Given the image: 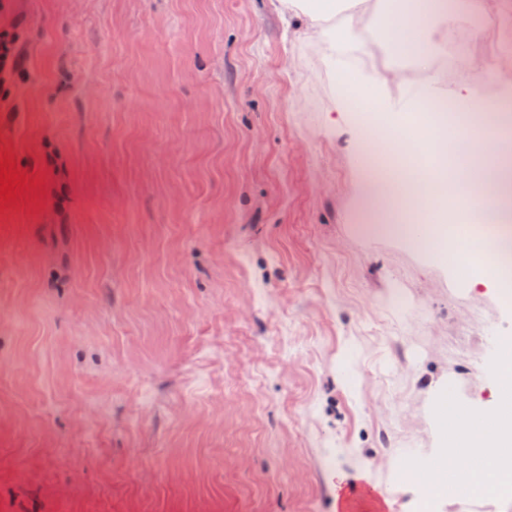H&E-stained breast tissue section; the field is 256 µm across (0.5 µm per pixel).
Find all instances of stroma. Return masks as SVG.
<instances>
[{"instance_id":"35a3bbf8","label":"stroma","mask_w":512,"mask_h":512,"mask_svg":"<svg viewBox=\"0 0 512 512\" xmlns=\"http://www.w3.org/2000/svg\"><path fill=\"white\" fill-rule=\"evenodd\" d=\"M0 512H409L430 387L489 402L499 289L357 222L333 72L272 0H0ZM372 481L345 506L324 465ZM22 23L19 20L11 30L0 31V83L4 86L13 83L27 71L19 32Z\"/></svg>"}]
</instances>
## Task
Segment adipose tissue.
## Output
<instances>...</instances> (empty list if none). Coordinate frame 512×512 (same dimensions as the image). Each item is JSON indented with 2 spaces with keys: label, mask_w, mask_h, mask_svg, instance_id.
<instances>
[{
  "label": "adipose tissue",
  "mask_w": 512,
  "mask_h": 512,
  "mask_svg": "<svg viewBox=\"0 0 512 512\" xmlns=\"http://www.w3.org/2000/svg\"><path fill=\"white\" fill-rule=\"evenodd\" d=\"M276 6L286 18L297 20L301 39L321 49L324 58L356 68L359 82L337 84V110L350 130L357 161L366 157V137L350 114L360 89L373 91L376 110L384 120L379 132L385 141L404 132L410 112L438 100L437 69L448 49L447 0L432 5L421 0L407 10L382 9L380 0H276ZM383 43L411 56L416 79H407L400 67L379 59L377 48ZM478 88L474 81L463 82L453 97L455 111L482 115L483 122L477 128L465 125L462 155L452 169L434 175L420 161L403 165L398 172L367 166L363 170V197L377 211L391 207L400 177L414 181L422 220L401 225L398 233L406 245L433 257L457 249L456 239L437 234L428 219L429 214L447 211L449 190L462 197L474 195L480 208L492 211L498 223L507 219L498 200L500 193L512 189V174L501 169L498 147L508 131L493 116L512 103V82H503L494 98L479 96Z\"/></svg>",
  "instance_id": "adipose-tissue-1"
}]
</instances>
